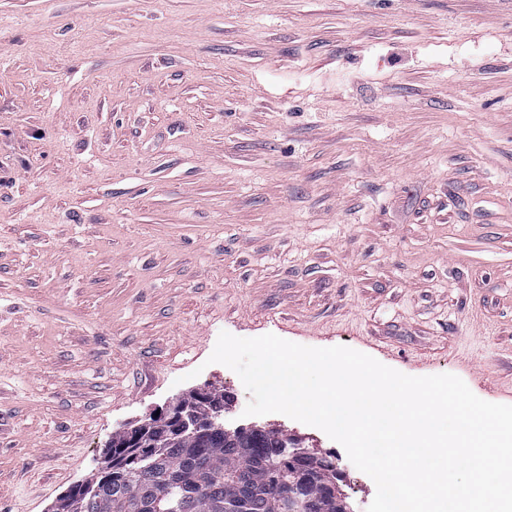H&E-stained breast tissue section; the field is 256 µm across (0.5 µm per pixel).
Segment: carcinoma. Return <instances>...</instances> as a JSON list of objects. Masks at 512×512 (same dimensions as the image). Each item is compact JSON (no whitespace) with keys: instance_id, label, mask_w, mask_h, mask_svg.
Wrapping results in <instances>:
<instances>
[{"instance_id":"obj_1","label":"carcinoma","mask_w":512,"mask_h":512,"mask_svg":"<svg viewBox=\"0 0 512 512\" xmlns=\"http://www.w3.org/2000/svg\"><path fill=\"white\" fill-rule=\"evenodd\" d=\"M125 442L123 433L112 437L109 478L93 480L85 495L59 498L55 512H285L296 471L309 475L307 512H336L327 487L332 459L290 464L252 431L175 438L160 448ZM199 470L200 484L191 479Z\"/></svg>"}]
</instances>
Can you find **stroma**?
I'll return each instance as SVG.
<instances>
[{
	"mask_svg": "<svg viewBox=\"0 0 512 512\" xmlns=\"http://www.w3.org/2000/svg\"><path fill=\"white\" fill-rule=\"evenodd\" d=\"M347 346L512 405V0H0V512L209 357Z\"/></svg>",
	"mask_w": 512,
	"mask_h": 512,
	"instance_id": "1",
	"label": "stroma"
}]
</instances>
